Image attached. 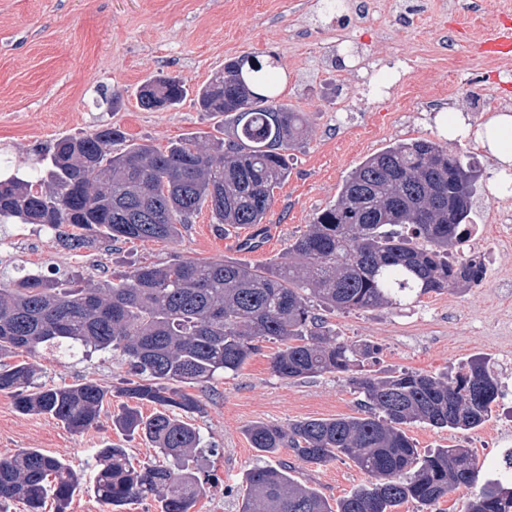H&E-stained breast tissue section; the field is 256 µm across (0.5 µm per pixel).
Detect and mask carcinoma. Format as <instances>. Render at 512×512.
<instances>
[{
    "instance_id": "cac0c4a2",
    "label": "carcinoma",
    "mask_w": 512,
    "mask_h": 512,
    "mask_svg": "<svg viewBox=\"0 0 512 512\" xmlns=\"http://www.w3.org/2000/svg\"><path fill=\"white\" fill-rule=\"evenodd\" d=\"M277 67L274 57L242 55L197 90L201 111L224 118V136L207 147L197 138L164 150L128 144L108 126L56 140L45 170L0 180V223L37 224L75 248L173 241L204 206L217 224L263 223L274 190L290 173L288 150L309 132L304 113L277 99ZM187 93L182 80L156 75L136 96L152 111L153 102L175 105ZM471 166L470 158L428 139L367 157L345 179L336 203L272 268L176 258L97 284L75 271L22 268L0 282V392L13 397L20 413L48 415L74 433L98 427L112 396L136 402L123 404L112 424L148 442L162 461L137 468L126 449H100L94 496L109 512L146 498L161 503V512H194L206 490L196 475L200 433L188 419L201 404L185 387L238 372L260 342L274 340L278 378L346 375L364 397L362 413L286 428L249 426L258 452L273 457L286 448L294 461L248 470L240 512H397L409 501L428 510L476 481V457L461 447L423 454L406 427L482 425L499 396L494 363L475 358L453 377L365 373L377 346L338 340L317 309L401 306L449 287L479 285L482 263L459 254L471 198L462 176ZM45 350L118 355L138 380L113 391L92 379L49 387L37 382V358ZM145 403L154 412L142 414L138 405ZM342 455L369 482L334 507L292 475L296 462L320 467ZM79 487L70 464L37 448L0 459V505L16 501L26 512H43L51 496L57 512H65ZM464 512H512V486L487 482Z\"/></svg>"
}]
</instances>
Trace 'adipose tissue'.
Instances as JSON below:
<instances>
[{
  "label": "adipose tissue",
  "mask_w": 512,
  "mask_h": 512,
  "mask_svg": "<svg viewBox=\"0 0 512 512\" xmlns=\"http://www.w3.org/2000/svg\"><path fill=\"white\" fill-rule=\"evenodd\" d=\"M443 134L457 137L473 132L474 138L493 159V185L497 195H512V113L491 114L478 127H471L462 112L447 113L441 119Z\"/></svg>",
  "instance_id": "adipose-tissue-1"
}]
</instances>
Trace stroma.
Masks as SVG:
<instances>
[{
  "label": "stroma",
  "mask_w": 512,
  "mask_h": 512,
  "mask_svg": "<svg viewBox=\"0 0 512 512\" xmlns=\"http://www.w3.org/2000/svg\"><path fill=\"white\" fill-rule=\"evenodd\" d=\"M506 13L512 15V0H480L474 13L449 8L448 0H349L337 16L323 13L319 0H0V178L30 172L58 138L103 125L120 129L129 142L162 150L191 134L219 135L218 119L199 111L194 94L220 74L226 60L250 52L277 56L278 99L306 113L312 127L290 151L291 172L274 191L258 249L241 247L251 228L221 232L206 208L174 243L69 250L36 225L0 224V271L12 273L19 264L43 271L60 267L98 283L176 254L269 266L280 262L317 213L335 203L346 176L369 155L421 138L451 154L470 155L478 173L470 217L487 231L461 251L491 253L484 281L399 308L336 312L327 319L340 340L378 346L377 358L367 364L372 371L452 375L474 358H492L504 396L487 422L468 431L415 424L407 434L423 452L472 449L481 479H498L504 456L512 452V418L504 416L512 409V221L503 227L489 215L496 208L512 217V196L493 198L484 149L473 140L446 138L436 115L452 106L481 123L490 113L512 110V53L487 59L479 45ZM340 41L361 52L364 68L336 64ZM370 68L399 70L405 78L378 96L365 84ZM159 74L183 78L189 93L172 110L142 109L135 90ZM276 349L261 342L240 371L190 389L203 406L191 421L206 447L199 473L206 494L197 512H239L247 471L289 459L286 449L260 456L246 435L250 425L285 427L359 413L344 376L294 383L275 376ZM39 363V381L48 385L93 379L112 387L130 377L121 357L101 352L48 355ZM120 404L117 398L105 403L98 427L75 434L49 416L19 413L12 397L0 392V459L25 448L62 458L81 481L67 512H107L89 491L98 450L124 448L136 465L157 459L149 443L113 427ZM295 476L332 503L369 481L346 457L320 468L297 465Z\"/></svg>",
  "instance_id": "1"
}]
</instances>
